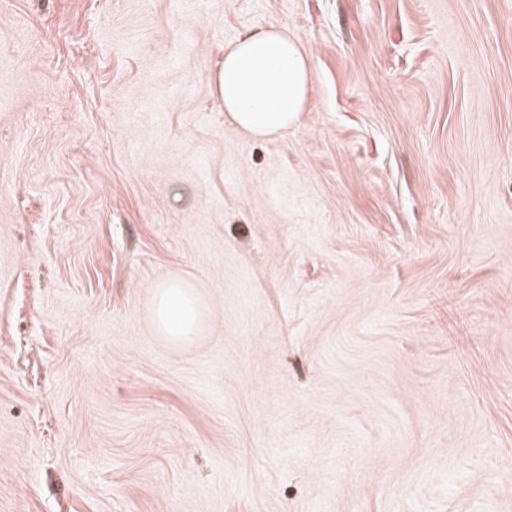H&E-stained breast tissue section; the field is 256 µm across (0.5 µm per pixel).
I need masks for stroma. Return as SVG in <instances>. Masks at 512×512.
<instances>
[{"mask_svg": "<svg viewBox=\"0 0 512 512\" xmlns=\"http://www.w3.org/2000/svg\"><path fill=\"white\" fill-rule=\"evenodd\" d=\"M0 512H512V0H0ZM313 70L288 30H254L224 50L213 92L225 115L252 137L274 138L298 122ZM177 307L180 311L179 320L173 322L170 310ZM195 310L190 300L179 289L172 285H164L155 291V319L160 331L167 336H187L192 330Z\"/></svg>", "mask_w": 512, "mask_h": 512, "instance_id": "obj_1", "label": "stroma"}]
</instances>
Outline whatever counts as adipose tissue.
<instances>
[{"mask_svg":"<svg viewBox=\"0 0 512 512\" xmlns=\"http://www.w3.org/2000/svg\"><path fill=\"white\" fill-rule=\"evenodd\" d=\"M312 78L310 58L299 40L269 26L225 49L213 92L237 127L253 137L274 138L298 122ZM194 318L190 300L177 287L156 289L155 319L163 334L187 335Z\"/></svg>","mask_w":512,"mask_h":512,"instance_id":"ef3b65f1","label":"adipose tissue"}]
</instances>
